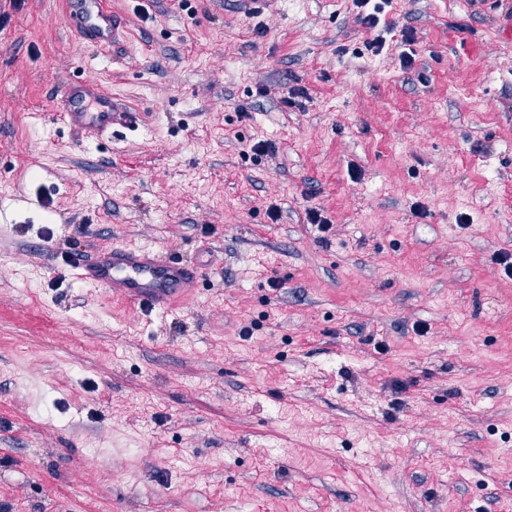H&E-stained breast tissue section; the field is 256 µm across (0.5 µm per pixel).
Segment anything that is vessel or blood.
<instances>
[{
    "mask_svg": "<svg viewBox=\"0 0 512 512\" xmlns=\"http://www.w3.org/2000/svg\"><path fill=\"white\" fill-rule=\"evenodd\" d=\"M66 4L75 34L96 46H109L123 30L121 19L107 0H66ZM57 119L81 132L84 143L93 146L116 130L142 128L146 115L89 78L68 84L58 94ZM68 264L81 281L148 310L168 308L194 290L205 276L201 266L130 245L72 257Z\"/></svg>",
    "mask_w": 512,
    "mask_h": 512,
    "instance_id": "b4317fda",
    "label": "vessel or blood"
}]
</instances>
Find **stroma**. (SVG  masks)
Returning <instances> with one entry per match:
<instances>
[{
	"instance_id": "obj_1",
	"label": "stroma",
	"mask_w": 512,
	"mask_h": 512,
	"mask_svg": "<svg viewBox=\"0 0 512 512\" xmlns=\"http://www.w3.org/2000/svg\"><path fill=\"white\" fill-rule=\"evenodd\" d=\"M111 5L0 0V512H512V0ZM80 76L146 129L81 145ZM115 245L205 280L66 264ZM70 22L80 39L88 40L98 47L109 46L124 32L123 23L108 1L65 0ZM68 265L81 281L148 310L168 308L194 290L205 276L201 266L130 245L77 255L69 258Z\"/></svg>"
}]
</instances>
